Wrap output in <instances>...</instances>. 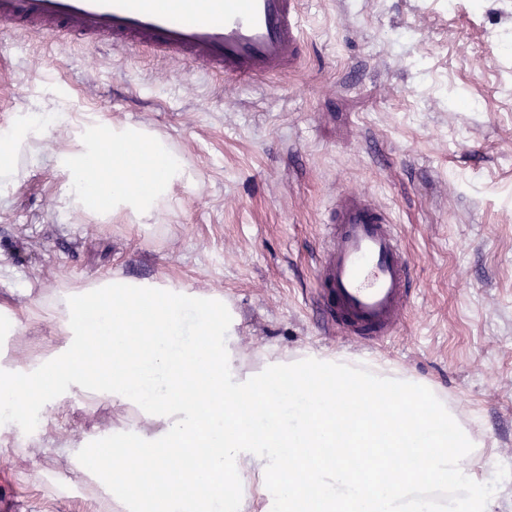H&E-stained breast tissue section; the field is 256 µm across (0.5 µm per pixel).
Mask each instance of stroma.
I'll list each match as a JSON object with an SVG mask.
<instances>
[{"instance_id": "1", "label": "stroma", "mask_w": 512, "mask_h": 512, "mask_svg": "<svg viewBox=\"0 0 512 512\" xmlns=\"http://www.w3.org/2000/svg\"><path fill=\"white\" fill-rule=\"evenodd\" d=\"M303 23V65L248 84L0 24V115L69 117L0 184V366L59 346L50 304L102 275L219 290L246 368L344 352L431 383L487 447L495 512H512V0H305ZM94 119L164 135L195 170L159 223L66 203L52 156ZM346 192L391 211L414 271L413 307L372 348L326 334L312 299ZM43 418L28 464L0 456V512H93L68 448L111 447V404L81 393Z\"/></svg>"}]
</instances>
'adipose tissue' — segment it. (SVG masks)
I'll return each mask as SVG.
<instances>
[{
    "instance_id": "adipose-tissue-1",
    "label": "adipose tissue",
    "mask_w": 512,
    "mask_h": 512,
    "mask_svg": "<svg viewBox=\"0 0 512 512\" xmlns=\"http://www.w3.org/2000/svg\"><path fill=\"white\" fill-rule=\"evenodd\" d=\"M66 114L22 118L0 131V182L12 183L36 143ZM56 166L67 196L83 210L139 224L175 204L172 188L194 173L161 134L145 127L83 123ZM150 158L135 178L128 153ZM65 340L47 355L0 371V424L25 431L44 406L75 393L108 400L121 419L112 432L118 459L87 467L113 512H492L486 464L470 431L456 423L430 384L345 354L277 352L248 370L237 349V321L223 293L105 277L52 305ZM104 342L107 380L92 382L83 355ZM206 385L190 386L198 378ZM416 402L406 420L399 402ZM397 464L374 454L376 443ZM160 485L133 481L142 456ZM386 471L385 481L374 474ZM460 494L446 496L447 485Z\"/></svg>"
}]
</instances>
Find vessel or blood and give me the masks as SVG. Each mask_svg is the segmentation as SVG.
<instances>
[{
  "label": "vessel or blood",
  "instance_id": "b4317fda",
  "mask_svg": "<svg viewBox=\"0 0 512 512\" xmlns=\"http://www.w3.org/2000/svg\"><path fill=\"white\" fill-rule=\"evenodd\" d=\"M303 0H0V23L86 45L108 41L202 65L240 83L304 61ZM316 301L329 333L376 343L393 336L415 290L400 225L372 196L339 197L325 226Z\"/></svg>",
  "mask_w": 512,
  "mask_h": 512
}]
</instances>
